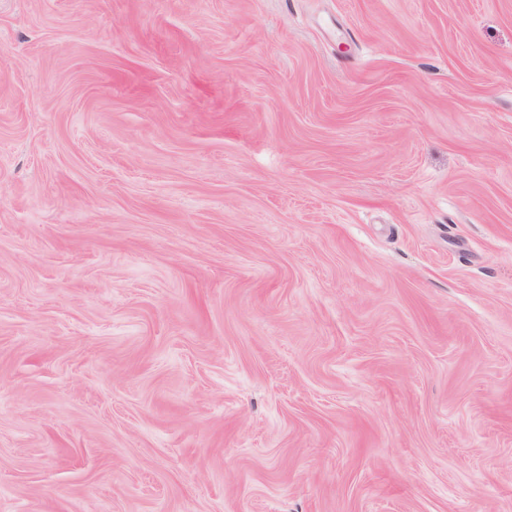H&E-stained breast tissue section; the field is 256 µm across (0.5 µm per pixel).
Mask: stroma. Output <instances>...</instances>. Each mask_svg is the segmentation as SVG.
<instances>
[{
	"instance_id": "1",
	"label": "stroma",
	"mask_w": 512,
	"mask_h": 512,
	"mask_svg": "<svg viewBox=\"0 0 512 512\" xmlns=\"http://www.w3.org/2000/svg\"><path fill=\"white\" fill-rule=\"evenodd\" d=\"M0 512H512V0H0Z\"/></svg>"
}]
</instances>
